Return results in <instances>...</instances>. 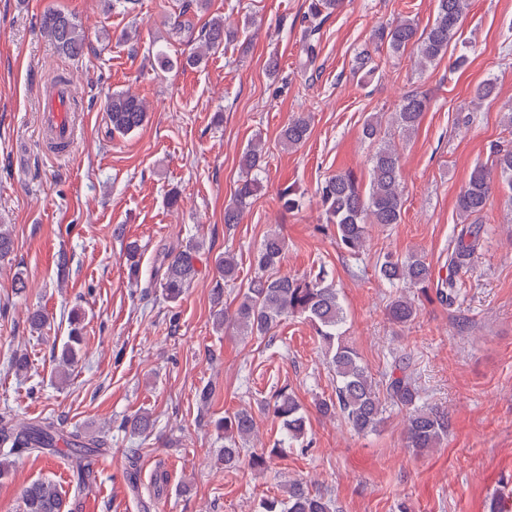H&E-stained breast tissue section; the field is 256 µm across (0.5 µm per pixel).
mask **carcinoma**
Masks as SVG:
<instances>
[{
	"instance_id": "obj_1",
	"label": "carcinoma",
	"mask_w": 512,
	"mask_h": 512,
	"mask_svg": "<svg viewBox=\"0 0 512 512\" xmlns=\"http://www.w3.org/2000/svg\"><path fill=\"white\" fill-rule=\"evenodd\" d=\"M434 19L424 29L409 18H403L388 27L377 29L372 41L399 55L411 48L416 51L418 66L424 69L441 59L450 42L458 34L461 20L467 13L470 0H435ZM344 0H309L307 17L310 26L306 31L304 51L307 59L315 56L311 36L323 21L343 6ZM41 33L64 56L79 59L85 55L88 36L72 14L56 9L45 12L40 18ZM238 37V31L224 26V19L213 17L204 23L199 33V47L188 56H172L164 50L156 52V62L162 70L186 69L200 66L207 54ZM429 99L423 94L406 96L393 113V124L404 134L413 133L419 126ZM106 112L112 131L128 134L140 128L147 118L146 102L136 95L114 92L107 102ZM310 133V117L300 113L285 125L279 142L289 149L306 141ZM365 139L377 144L370 155L371 180L369 191L362 190L357 176L351 171L326 177L315 195L327 223L336 226V244L349 255L363 251L370 224H399L402 221L404 187L401 181L402 155L395 143L381 136L379 116H369L362 130ZM494 168L478 166L459 193L457 207L460 217L473 219L462 226L448 252V266L454 275L448 279H435L424 256L418 252L404 257L384 255L377 262L378 277L400 291L390 297L386 308L389 319L397 325H407L417 316L415 300L405 292L418 288L422 293L435 290L436 300L443 306H453L462 294L464 278L471 269L475 253L481 247L480 214L497 185L512 191V145L491 146ZM264 143L257 137L252 140L240 157L241 179L233 199L224 207V224L240 222L242 211L261 189L260 175L264 163ZM280 207L293 212L301 206L298 190L288 185L278 192ZM12 230L0 225V260L14 251ZM203 248L196 241L184 249L162 254L159 282L162 294L169 302L178 301L189 288L196 274L194 257ZM285 250V242L277 232L266 234L260 243L254 263L258 272L246 286L239 290L237 304L230 311L224 307V285L235 283L239 266L236 256L226 251L215 257L216 285L212 290L211 318L217 329L232 327L242 336H266L286 318H300L313 329L325 350L327 364L336 377L333 396L316 402V410L326 417H339L357 434L375 432L384 423L388 406L405 412L404 429L407 447L416 452L439 447L448 437V410L440 407L418 405L421 389L406 368L401 375L387 374L376 380L362 362L359 353L348 343L343 330L346 311L340 289L328 278L324 270L316 273L289 275L280 273L278 267ZM128 276L139 277V247L131 242L125 249ZM83 338L77 329H71L60 352L59 380H67L68 367L80 357ZM267 411L281 423L282 437L271 449L257 453L246 444L257 433L253 413L241 408L216 427L224 431V448L219 460L226 468L238 465L243 453H248L249 464L255 469L267 468L270 461L287 449L297 446L303 450L310 446L308 440L309 418L295 394L286 388L278 390L266 403ZM133 434H147L154 428L152 416L142 411L125 421ZM57 431L52 422L19 427H1L0 444L9 450H0V478L10 473L13 466L10 456L18 449L41 451L56 447ZM103 441L90 438L72 443L77 456L78 480L90 476L82 466V455L100 448ZM23 512H65V501L57 485L49 480L34 481L21 490ZM261 512H334V501L324 492L316 491L301 480L288 482L283 497L272 496L261 500Z\"/></svg>"
}]
</instances>
